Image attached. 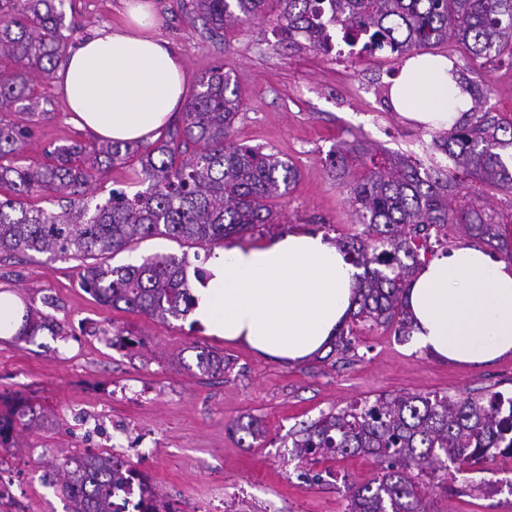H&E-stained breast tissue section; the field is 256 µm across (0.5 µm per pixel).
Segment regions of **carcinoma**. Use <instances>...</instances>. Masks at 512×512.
I'll return each mask as SVG.
<instances>
[{
    "label": "carcinoma",
    "instance_id": "obj_1",
    "mask_svg": "<svg viewBox=\"0 0 512 512\" xmlns=\"http://www.w3.org/2000/svg\"><path fill=\"white\" fill-rule=\"evenodd\" d=\"M192 13L214 32L234 28L274 9V31L297 43L329 53L334 28L349 47L372 53L384 48L398 56L453 39L472 61L512 60V0H192ZM64 15L55 0H0V112L37 111L32 85L50 80L65 61ZM448 75L472 101L469 112L434 145L452 163L424 170L420 161L385 156L354 146L328 155L329 169L345 176L350 162L360 171L347 192L359 234L339 240L356 275L358 321L397 324L406 337L412 322L403 295L421 254L432 242L448 238L455 226L512 259V243L503 239L493 215L482 208L452 204L463 181H479L512 190V124L505 126L486 109L487 90L457 64ZM241 108L238 90L221 67L202 75L190 89L181 122L152 146L106 141L73 142L47 152L48 162L33 168L0 163V260L34 251L64 254L81 262L82 286L101 304L152 319L184 318L192 312L185 258L154 254L138 264L111 266L109 256L145 238H169L210 249L278 218L273 200L288 194L298 180L297 167L260 146L232 140ZM29 129L0 126V159L16 153ZM89 155L92 164H77ZM138 159L145 188L133 194L111 190L95 204L87 200L55 213L24 204L40 191L78 190L96 181L100 166ZM42 329L60 334L47 314L31 308L21 316L19 339ZM196 367L205 374L224 372V357L198 349ZM14 419L0 415V447L12 444ZM292 456L316 464L332 456L367 457L377 471L351 489L349 512H429L416 484L427 469L474 473L490 457L512 458V397L398 395L355 403L320 415L289 432ZM128 462L110 454L63 456L61 492L68 512H116L112 509V470Z\"/></svg>",
    "mask_w": 512,
    "mask_h": 512
}]
</instances>
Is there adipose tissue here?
<instances>
[{"label":"adipose tissue","instance_id":"adipose-tissue-1","mask_svg":"<svg viewBox=\"0 0 512 512\" xmlns=\"http://www.w3.org/2000/svg\"><path fill=\"white\" fill-rule=\"evenodd\" d=\"M122 23L95 29L66 52L58 86L73 121L97 137L146 142L187 99L182 61L155 36L151 0H122ZM403 117L450 128L470 108L444 57L409 59L391 92ZM355 269L322 235L294 231L230 245L195 282V321L209 335L290 364L309 359L355 308ZM418 345L468 365L512 355V264L463 245L423 265L404 298Z\"/></svg>","mask_w":512,"mask_h":512}]
</instances>
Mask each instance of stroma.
Masks as SVG:
<instances>
[{
    "mask_svg": "<svg viewBox=\"0 0 512 512\" xmlns=\"http://www.w3.org/2000/svg\"><path fill=\"white\" fill-rule=\"evenodd\" d=\"M158 37L181 57L188 84L221 66L235 80L241 109L235 138L291 160L297 184L281 198L277 223L255 230L254 241L308 230L336 239L360 233L343 180L326 165L329 152L363 145L416 158L445 161L434 132L397 112L386 87L404 64L386 51L356 57L342 41L331 53L273 34V15L224 35L210 33L190 13L188 0H153ZM66 45L95 27L122 20L121 0H64ZM490 88L488 107L512 122V65L471 62L456 41L433 47ZM45 98L34 115L0 112V125L22 123L29 136L19 147L22 164L46 161L49 146L96 143L69 121L55 82L34 85ZM469 206L497 212L512 241V192L479 182L461 189ZM154 253L186 256L190 268L207 270L205 249L148 238L118 253L122 265ZM0 296L17 311L50 315L61 335L40 331L31 339L0 334V414L16 413L13 448L0 449V468L11 476L0 512H66L60 477L49 466L63 454H118L149 477L174 512H346L348 486L374 474L363 457L337 463L320 479L301 475L291 459L290 430L355 401L406 394L512 396V356L485 366L440 363L394 326L357 322L346 353L315 355L297 364L263 357L242 344L205 333L192 318L159 322L101 305L80 282L78 260L30 252L0 262ZM132 347L115 349L114 330ZM224 358L223 374L194 369V346ZM257 422L260 437L242 435ZM472 482L499 483L500 492L475 489L446 496L443 474L421 475L430 512H512V459L502 456L471 474Z\"/></svg>",
    "mask_w": 512,
    "mask_h": 512,
    "instance_id": "1",
    "label": "stroma"
}]
</instances>
